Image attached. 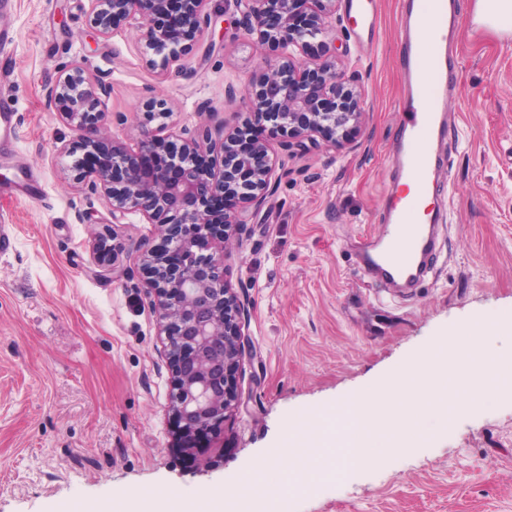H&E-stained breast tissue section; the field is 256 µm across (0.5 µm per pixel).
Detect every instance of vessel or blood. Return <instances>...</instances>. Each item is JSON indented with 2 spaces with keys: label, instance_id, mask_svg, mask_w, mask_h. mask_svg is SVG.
I'll use <instances>...</instances> for the list:
<instances>
[{
  "label": "vessel or blood",
  "instance_id": "1",
  "mask_svg": "<svg viewBox=\"0 0 512 512\" xmlns=\"http://www.w3.org/2000/svg\"><path fill=\"white\" fill-rule=\"evenodd\" d=\"M347 12L355 20L357 38L372 41L375 15L363 0H349ZM400 28L407 85L398 103L403 134L391 147L397 169L388 194L383 230L370 261L386 279L413 284L423 277V265L434 251V227L418 218V199L401 202V188L404 182H412L424 196L434 187L437 171L432 161L433 145L444 121L440 106L447 102L451 85L444 66L432 67L428 61L438 53L443 54L446 63L455 61L465 25L448 0H434L429 7L421 0H405ZM16 139L13 108L0 94V164L15 171L13 178L0 184V201L33 199L42 194L39 181L16 158Z\"/></svg>",
  "mask_w": 512,
  "mask_h": 512
}]
</instances>
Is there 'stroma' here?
Listing matches in <instances>:
<instances>
[{"mask_svg":"<svg viewBox=\"0 0 512 512\" xmlns=\"http://www.w3.org/2000/svg\"><path fill=\"white\" fill-rule=\"evenodd\" d=\"M403 0H375L374 47L360 44L347 0L327 19L346 74L360 81L363 139L327 151L279 149V181L247 232L231 242L224 277L248 302L238 402L224 459L186 460L172 426L175 372L151 310L134 245L164 232L131 212L113 223L103 193L79 184L59 142L75 143L44 96L69 64L110 88L105 138L136 145L148 103L166 105L169 134L196 137L243 111L275 54L250 35L235 0H212L203 34L166 74L138 29L101 36L90 0H16L14 55L0 89L16 110L18 151L42 179L44 201L0 210V512H168L173 501L220 500L223 512L281 500L283 512H512V392L459 409L454 378L443 412L409 407L386 424L372 463L317 471L322 453L289 457L319 418L354 391L398 376L404 362L459 325L512 319V37L473 22L476 0H455L465 24L457 72L460 112L435 146L446 173L433 210L437 253L423 283L396 293L361 261L381 225L387 152L400 134L405 85L398 17ZM118 275H99L101 247ZM414 450L389 455L387 444Z\"/></svg>","mask_w":512,"mask_h":512,"instance_id":"35a3bbf8","label":"stroma"}]
</instances>
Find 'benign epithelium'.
I'll use <instances>...</instances> for the list:
<instances>
[{"label":"benign epithelium","mask_w":512,"mask_h":512,"mask_svg":"<svg viewBox=\"0 0 512 512\" xmlns=\"http://www.w3.org/2000/svg\"><path fill=\"white\" fill-rule=\"evenodd\" d=\"M92 23L103 36L123 22L135 21L145 45L162 54L168 72L182 71L185 45L203 32L210 0H96ZM248 31L278 54V64L252 87L245 107L265 114L269 126L254 129L244 121L221 122L201 136L169 150L161 132L168 128L162 103L147 105L146 124L139 131L138 150L112 137L110 164L87 168L72 164L75 177L101 191L112 208V223L131 211L142 212L150 224L180 226L174 246L179 262L171 265L157 252L139 248V260L149 272L146 288L155 294L152 310L162 332L168 334L169 355L186 349L190 355L177 370L172 409L189 438L210 434L208 457L198 463L218 462L224 454L221 423L238 400L236 374L244 356L242 327L248 305L224 282V244L243 228L242 214L260 208L274 190L275 143L309 140L326 150H343L359 142L365 112L356 81L338 66L336 44L324 40L325 15L336 10V0H243ZM170 13L176 23L161 27L156 18ZM105 85L92 80L74 64L46 90L49 107L64 125L77 133L90 153L102 148L101 119L106 112ZM158 122L156 127L150 123ZM252 150L238 149L242 138ZM160 153L159 164L183 167L173 179L151 177L139 166L141 153ZM204 153L219 169L204 171L190 157ZM232 196L235 206L217 223L209 201Z\"/></svg>","instance_id":"obj_1"}]
</instances>
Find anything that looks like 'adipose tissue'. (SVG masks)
Segmentation results:
<instances>
[{"label": "adipose tissue", "mask_w": 512, "mask_h": 512, "mask_svg": "<svg viewBox=\"0 0 512 512\" xmlns=\"http://www.w3.org/2000/svg\"><path fill=\"white\" fill-rule=\"evenodd\" d=\"M500 332L497 326L469 322L454 334L444 337L436 352L426 351L409 358L397 380L387 382L371 393L359 391L352 394L344 404L343 414L353 428V435L341 439L343 453L335 463L336 468L349 470L368 463L379 427L385 420L404 418L412 384L422 383L423 399L434 397L435 390L428 387L427 382L447 374L448 362L454 354L465 351L471 354L458 379L468 393L465 407L482 406L497 391L496 386L485 384L484 379L498 366L500 356L491 338Z\"/></svg>", "instance_id": "1"}]
</instances>
